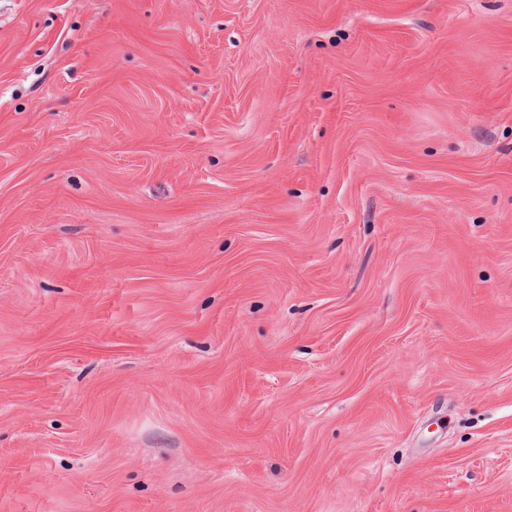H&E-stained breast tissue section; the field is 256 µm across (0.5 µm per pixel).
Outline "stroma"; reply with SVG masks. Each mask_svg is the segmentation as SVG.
Segmentation results:
<instances>
[{
    "label": "stroma",
    "mask_w": 512,
    "mask_h": 512,
    "mask_svg": "<svg viewBox=\"0 0 512 512\" xmlns=\"http://www.w3.org/2000/svg\"><path fill=\"white\" fill-rule=\"evenodd\" d=\"M0 512H512V0H0Z\"/></svg>",
    "instance_id": "35a3bbf8"
}]
</instances>
